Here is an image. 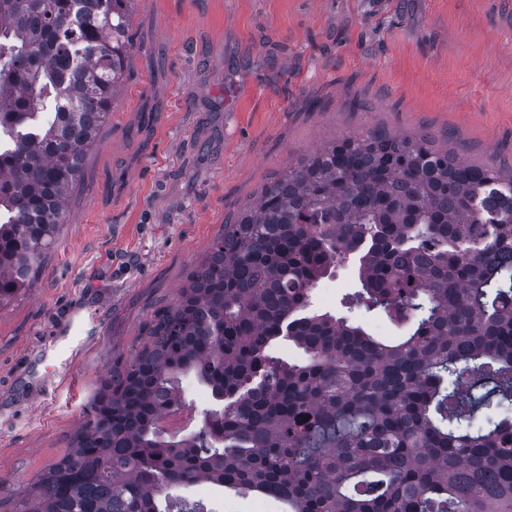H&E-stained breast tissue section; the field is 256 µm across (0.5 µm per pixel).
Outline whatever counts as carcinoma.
<instances>
[{
    "mask_svg": "<svg viewBox=\"0 0 512 512\" xmlns=\"http://www.w3.org/2000/svg\"><path fill=\"white\" fill-rule=\"evenodd\" d=\"M137 0H0V305L32 288L129 74ZM358 257L341 306L312 311ZM112 360L25 512H206L207 481L283 512H512V172L427 138L346 136L265 187ZM279 340L303 350L289 363ZM191 374L220 402L169 436ZM356 281L357 268L353 262L348 261L337 271L336 276L322 279L314 288L315 310L344 314L353 322L363 323L374 336L386 340L401 334L383 314H366L362 309L347 312L340 306L341 297L351 291Z\"/></svg>",
    "mask_w": 512,
    "mask_h": 512,
    "instance_id": "cac0c4a2",
    "label": "carcinoma"
}]
</instances>
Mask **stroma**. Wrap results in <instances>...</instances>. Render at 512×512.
Here are the masks:
<instances>
[{
    "label": "stroma",
    "instance_id": "1",
    "mask_svg": "<svg viewBox=\"0 0 512 512\" xmlns=\"http://www.w3.org/2000/svg\"><path fill=\"white\" fill-rule=\"evenodd\" d=\"M130 73L35 287L0 305V512L70 448L112 357L288 166L353 134L512 169V0H138ZM346 262L314 289L340 311ZM93 341L62 355L76 324ZM219 512H278L201 483Z\"/></svg>",
    "mask_w": 512,
    "mask_h": 512
}]
</instances>
